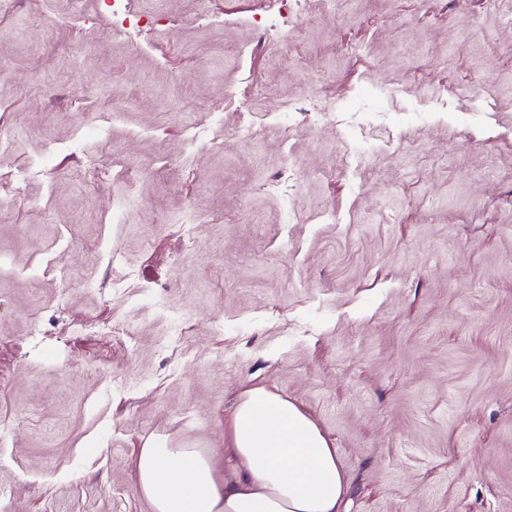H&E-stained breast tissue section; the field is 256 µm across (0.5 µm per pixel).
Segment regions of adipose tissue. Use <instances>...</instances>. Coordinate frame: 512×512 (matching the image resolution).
Here are the masks:
<instances>
[{
	"label": "adipose tissue",
	"instance_id": "1",
	"mask_svg": "<svg viewBox=\"0 0 512 512\" xmlns=\"http://www.w3.org/2000/svg\"><path fill=\"white\" fill-rule=\"evenodd\" d=\"M137 471L154 512H344L348 491L318 424L263 387L239 395L223 472L203 449L165 437L144 444Z\"/></svg>",
	"mask_w": 512,
	"mask_h": 512
}]
</instances>
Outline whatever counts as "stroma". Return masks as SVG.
<instances>
[{"label":"stroma","mask_w":512,"mask_h":512,"mask_svg":"<svg viewBox=\"0 0 512 512\" xmlns=\"http://www.w3.org/2000/svg\"><path fill=\"white\" fill-rule=\"evenodd\" d=\"M130 11L147 37L112 0L0 10V512H152L139 449L223 468L254 386L332 440L347 512H512V21L484 0ZM312 99L386 120L362 146Z\"/></svg>","instance_id":"stroma-1"}]
</instances>
